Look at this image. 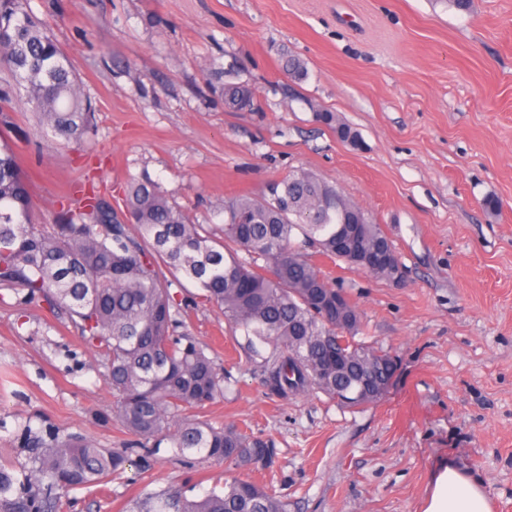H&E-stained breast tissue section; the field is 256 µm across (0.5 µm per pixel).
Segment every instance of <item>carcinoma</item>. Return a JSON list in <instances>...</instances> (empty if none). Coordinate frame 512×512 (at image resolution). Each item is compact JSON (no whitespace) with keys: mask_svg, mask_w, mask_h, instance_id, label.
<instances>
[{"mask_svg":"<svg viewBox=\"0 0 512 512\" xmlns=\"http://www.w3.org/2000/svg\"><path fill=\"white\" fill-rule=\"evenodd\" d=\"M290 78L305 63L288 56ZM0 103L28 109L36 134L78 147L92 131V104L73 64L30 0H0ZM244 88L228 83L224 100L240 109ZM318 120L352 146L359 134L331 112ZM27 179L0 137V287L25 291L56 308L100 357L112 390V419L130 437L117 448L60 429L21 432L25 461L0 463V512H63L75 489L148 471L161 446L187 462L196 456L230 468L263 467L274 448L259 435L216 426L205 409L224 397V369L211 347L188 333V305L172 286L189 283L234 333L267 394L286 400L322 393L350 406L378 400L394 358L357 340L361 313L328 280L309 249L378 279H403L399 257L364 268L389 248L381 227L314 173L296 170L260 200L230 199L217 237L147 174L129 178L123 206L78 190L55 224H34ZM126 512H288L272 487L232 476L201 497L146 490Z\"/></svg>","mask_w":512,"mask_h":512,"instance_id":"carcinoma-1","label":"carcinoma"}]
</instances>
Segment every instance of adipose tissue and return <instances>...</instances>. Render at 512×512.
<instances>
[{"mask_svg":"<svg viewBox=\"0 0 512 512\" xmlns=\"http://www.w3.org/2000/svg\"><path fill=\"white\" fill-rule=\"evenodd\" d=\"M423 512H491V503L478 481L445 465L433 476Z\"/></svg>","mask_w":512,"mask_h":512,"instance_id":"1","label":"adipose tissue"}]
</instances>
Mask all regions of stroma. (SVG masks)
Returning a JSON list of instances; mask_svg holds the SVG:
<instances>
[{
	"instance_id": "1",
	"label": "stroma",
	"mask_w": 512,
	"mask_h": 512,
	"mask_svg": "<svg viewBox=\"0 0 512 512\" xmlns=\"http://www.w3.org/2000/svg\"><path fill=\"white\" fill-rule=\"evenodd\" d=\"M50 22L94 109L85 148L46 146L32 113L0 110L32 190L31 218L53 224L78 186L121 204L149 173L192 221L220 233L224 202L262 198L305 169L335 186L392 240L393 284L322 261L362 313L361 339L395 374L374 403L266 394L224 318L180 292L190 330L224 368L208 417L275 445L242 478L274 486L288 512H422L437 468L483 485L512 512V0H31ZM300 57L305 78L280 67ZM257 107L229 111L223 85ZM361 138L342 142L317 121ZM501 209L491 214L483 202ZM94 349L47 301L0 288V448L22 461V425L52 424L105 448L122 438ZM214 463L160 460L125 483L72 491L71 512H121L145 490L202 495ZM317 116L318 120L332 129L340 140L352 146L358 145L359 134L351 127L340 123L332 112H320Z\"/></svg>"
}]
</instances>
